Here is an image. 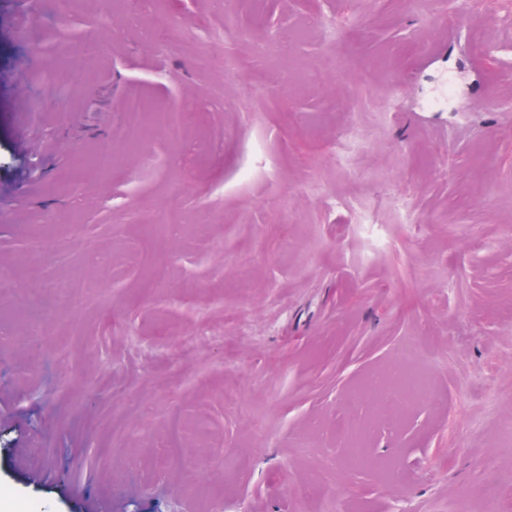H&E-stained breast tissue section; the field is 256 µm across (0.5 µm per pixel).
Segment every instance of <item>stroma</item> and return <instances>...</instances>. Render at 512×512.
<instances>
[{
  "instance_id": "stroma-1",
  "label": "stroma",
  "mask_w": 512,
  "mask_h": 512,
  "mask_svg": "<svg viewBox=\"0 0 512 512\" xmlns=\"http://www.w3.org/2000/svg\"><path fill=\"white\" fill-rule=\"evenodd\" d=\"M0 512H512V0H0ZM125 126L131 131H138L143 126L159 129L169 136H180L186 123V113L179 109L165 108L146 113L143 104L138 100H131L125 109ZM369 391L384 398V403L379 406L384 411L388 407H399L401 395L420 399L430 397L431 382L413 367L399 368L386 380H372Z\"/></svg>"
}]
</instances>
